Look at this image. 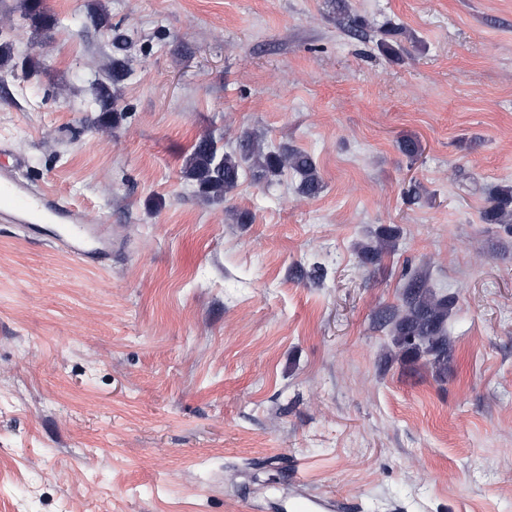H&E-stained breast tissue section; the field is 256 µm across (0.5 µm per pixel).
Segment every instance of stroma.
<instances>
[{"label":"stroma","mask_w":512,"mask_h":512,"mask_svg":"<svg viewBox=\"0 0 512 512\" xmlns=\"http://www.w3.org/2000/svg\"><path fill=\"white\" fill-rule=\"evenodd\" d=\"M43 4L38 33L0 0V164L110 251L0 223V512H512V232L482 220L512 184V0H346L364 40L335 0ZM93 8L132 40L107 129ZM246 131L310 153L321 193L247 170L201 196L194 141ZM415 273L457 298L443 378L378 323ZM399 237L396 227L382 228L374 244H367L360 248V256L365 263H374L381 256L395 247V241Z\"/></svg>","instance_id":"stroma-1"}]
</instances>
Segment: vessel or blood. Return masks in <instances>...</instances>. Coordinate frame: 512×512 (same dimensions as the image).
Here are the masks:
<instances>
[{
    "mask_svg": "<svg viewBox=\"0 0 512 512\" xmlns=\"http://www.w3.org/2000/svg\"><path fill=\"white\" fill-rule=\"evenodd\" d=\"M0 220L22 225L34 235L40 225H62L59 242L70 255L85 259L92 254L93 232L83 210L47 190L34 188L18 177L14 168L4 165H0Z\"/></svg>",
    "mask_w": 512,
    "mask_h": 512,
    "instance_id": "vessel-or-blood-1",
    "label": "vessel or blood"
}]
</instances>
